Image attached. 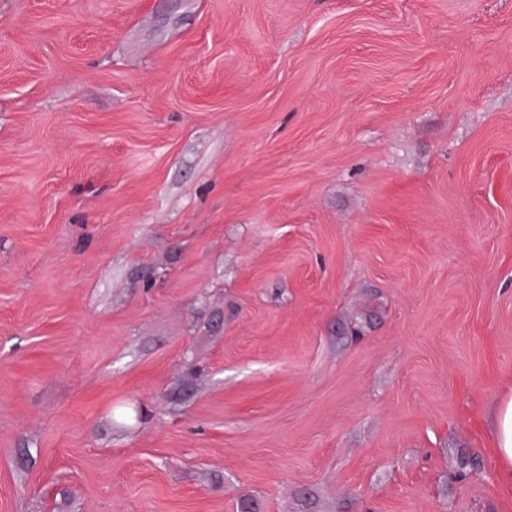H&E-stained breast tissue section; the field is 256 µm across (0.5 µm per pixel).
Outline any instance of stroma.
<instances>
[{
  "label": "stroma",
  "mask_w": 512,
  "mask_h": 512,
  "mask_svg": "<svg viewBox=\"0 0 512 512\" xmlns=\"http://www.w3.org/2000/svg\"><path fill=\"white\" fill-rule=\"evenodd\" d=\"M512 0H0V512H512ZM496 451L501 463V476L512 484V396L505 397L495 417Z\"/></svg>",
  "instance_id": "35a3bbf8"
}]
</instances>
